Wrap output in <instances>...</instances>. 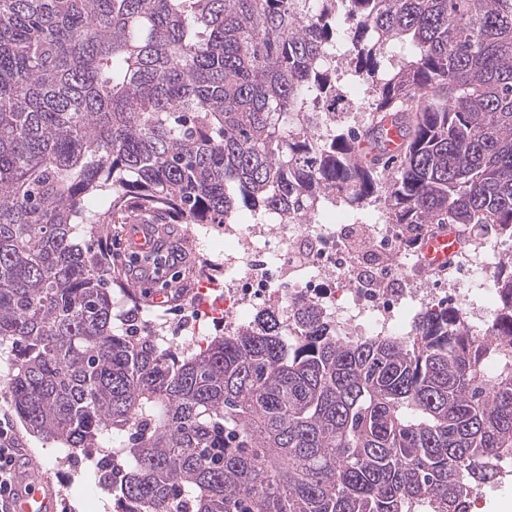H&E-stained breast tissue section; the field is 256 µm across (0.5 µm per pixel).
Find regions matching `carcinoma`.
I'll return each mask as SVG.
<instances>
[{"mask_svg": "<svg viewBox=\"0 0 512 512\" xmlns=\"http://www.w3.org/2000/svg\"><path fill=\"white\" fill-rule=\"evenodd\" d=\"M364 106L340 102L339 42ZM396 43L410 52L398 56ZM387 113L400 153L362 158ZM512 230V0H0V347L26 430L96 449L112 512H468L512 454V262L478 340L273 310L191 353L115 289L111 224ZM118 435L121 442L107 446Z\"/></svg>", "mask_w": 512, "mask_h": 512, "instance_id": "cac0c4a2", "label": "carcinoma"}]
</instances>
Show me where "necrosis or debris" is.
Here are the masks:
<instances>
[{"instance_id": "4bbe7bcc", "label": "necrosis or debris", "mask_w": 512, "mask_h": 512, "mask_svg": "<svg viewBox=\"0 0 512 512\" xmlns=\"http://www.w3.org/2000/svg\"><path fill=\"white\" fill-rule=\"evenodd\" d=\"M348 221L344 215L322 224L212 225L206 247L224 256L218 269L224 291L215 300L189 306L177 323L161 314L150 315L148 322L162 347L170 349L178 342L186 348L203 345L205 325L216 313H223L224 333L229 336L257 311L273 308L284 316L298 300L315 304L343 341L412 336L417 316L430 303L424 289L396 292L389 287L405 270L404 239L391 225H369L372 247L391 254L390 261L374 272L344 251L336 227ZM480 269L474 257L460 261L453 269V286L443 297L444 305L457 310L477 334L486 330L496 310L474 305L459 286L475 282Z\"/></svg>"}]
</instances>
